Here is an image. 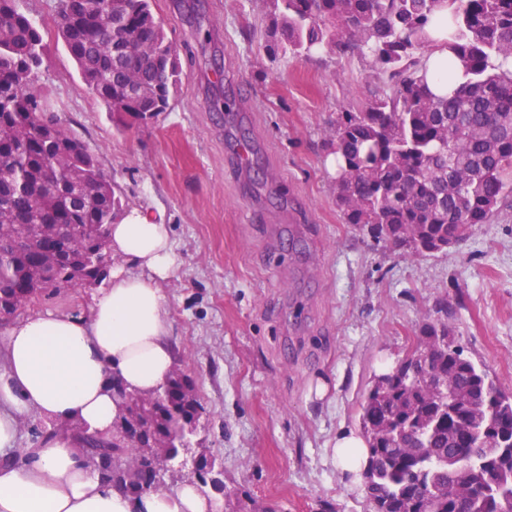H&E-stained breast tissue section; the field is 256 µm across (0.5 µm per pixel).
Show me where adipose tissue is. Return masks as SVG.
Listing matches in <instances>:
<instances>
[{"mask_svg":"<svg viewBox=\"0 0 512 512\" xmlns=\"http://www.w3.org/2000/svg\"><path fill=\"white\" fill-rule=\"evenodd\" d=\"M114 263L89 316L46 312L0 334V512H223L222 498L185 481L131 497L103 482L69 434L48 436L17 461L22 420L38 415L108 433L120 414L113 382L150 394L174 350L161 289L175 267L168 225L139 208L113 224Z\"/></svg>","mask_w":512,"mask_h":512,"instance_id":"1","label":"adipose tissue"}]
</instances>
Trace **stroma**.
<instances>
[{"instance_id":"1","label":"stroma","mask_w":512,"mask_h":512,"mask_svg":"<svg viewBox=\"0 0 512 512\" xmlns=\"http://www.w3.org/2000/svg\"><path fill=\"white\" fill-rule=\"evenodd\" d=\"M54 2L22 4L48 45L41 90L130 206L169 224L178 258L161 288L175 369L203 412L171 475L204 454L224 468L232 512H371L332 448L359 432L374 379L423 322L448 317L465 355L512 390V208L424 257L344 223L326 131L380 83L356 54L272 58L269 0H195L197 25L184 0H155L184 85L168 112L117 130L77 76ZM241 142L257 150L246 169L228 162ZM94 295L46 294L24 312L86 317Z\"/></svg>"}]
</instances>
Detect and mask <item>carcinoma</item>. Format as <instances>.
Returning a JSON list of instances; mask_svg holds the SVG:
<instances>
[{"instance_id":"carcinoma-1","label":"carcinoma","mask_w":512,"mask_h":512,"mask_svg":"<svg viewBox=\"0 0 512 512\" xmlns=\"http://www.w3.org/2000/svg\"><path fill=\"white\" fill-rule=\"evenodd\" d=\"M86 89L122 131L168 111L180 55L153 0H55ZM270 55L370 59L385 90L341 107L330 129L344 223L419 256L448 250L512 205V0H273ZM130 49L117 54V46ZM448 50L462 80L428 85L424 58ZM47 45L21 0H0V311L41 293L94 285L112 266L109 231L128 210L98 154L46 116L38 89ZM440 320L377 377L360 413L373 512H512V393L465 357ZM171 406L145 420L146 446L84 440L102 481L131 495L149 481L146 448L172 438L201 404L173 374Z\"/></svg>"}]
</instances>
